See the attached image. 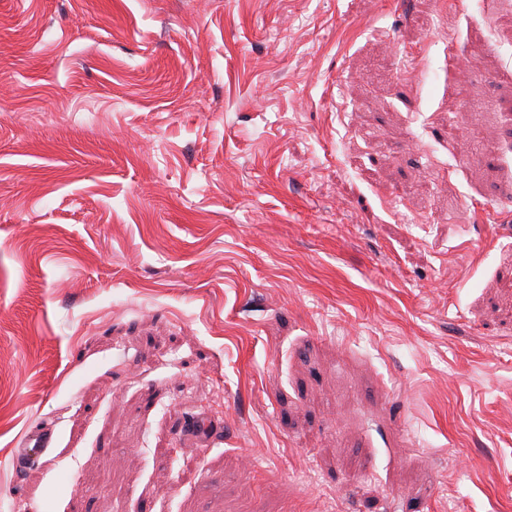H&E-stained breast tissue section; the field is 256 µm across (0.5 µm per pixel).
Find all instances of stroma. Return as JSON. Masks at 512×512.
<instances>
[{
  "label": "stroma",
  "instance_id": "35a3bbf8",
  "mask_svg": "<svg viewBox=\"0 0 512 512\" xmlns=\"http://www.w3.org/2000/svg\"><path fill=\"white\" fill-rule=\"evenodd\" d=\"M0 512H512V0H0ZM53 428L48 424H38L28 430L14 452V464L20 470L37 464L52 447Z\"/></svg>",
  "mask_w": 512,
  "mask_h": 512
}]
</instances>
